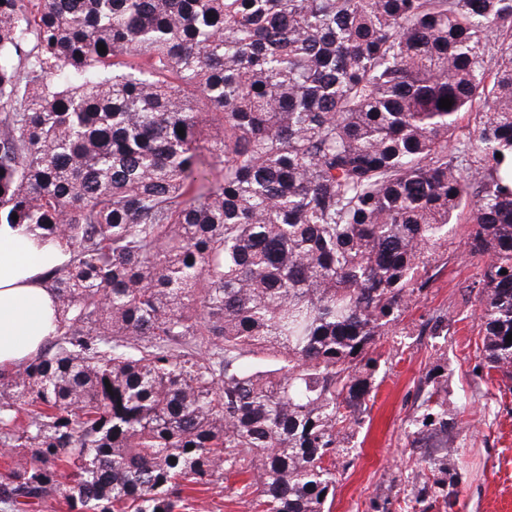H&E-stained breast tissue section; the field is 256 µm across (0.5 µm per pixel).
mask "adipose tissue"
Wrapping results in <instances>:
<instances>
[{
  "label": "adipose tissue",
  "instance_id": "ef3b65f1",
  "mask_svg": "<svg viewBox=\"0 0 512 512\" xmlns=\"http://www.w3.org/2000/svg\"><path fill=\"white\" fill-rule=\"evenodd\" d=\"M61 248L0 224V370L18 367L55 328V301L42 276L62 263Z\"/></svg>",
  "mask_w": 512,
  "mask_h": 512
}]
</instances>
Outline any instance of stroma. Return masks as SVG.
<instances>
[{
    "instance_id": "1",
    "label": "stroma",
    "mask_w": 512,
    "mask_h": 512,
    "mask_svg": "<svg viewBox=\"0 0 512 512\" xmlns=\"http://www.w3.org/2000/svg\"><path fill=\"white\" fill-rule=\"evenodd\" d=\"M466 221L455 224L448 258L415 295L377 352L375 397L336 451L330 512H412V471L422 449L409 424L435 383L448 391V446L458 457L453 508L424 512H512V381L483 372L478 310L464 288L479 273L464 253Z\"/></svg>"
}]
</instances>
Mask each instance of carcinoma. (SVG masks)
I'll list each match as a JSON object with an SVG mask.
<instances>
[{
    "instance_id": "1",
    "label": "carcinoma",
    "mask_w": 512,
    "mask_h": 512,
    "mask_svg": "<svg viewBox=\"0 0 512 512\" xmlns=\"http://www.w3.org/2000/svg\"><path fill=\"white\" fill-rule=\"evenodd\" d=\"M499 153L512 0H0V224L69 255L55 332L0 371L3 512H190L230 478L328 512L377 342L465 211L512 379ZM412 426L448 432L444 389ZM425 462L418 501L449 498L454 458Z\"/></svg>"
}]
</instances>
